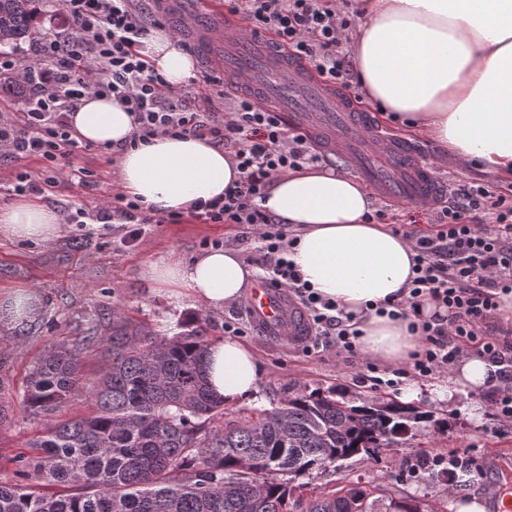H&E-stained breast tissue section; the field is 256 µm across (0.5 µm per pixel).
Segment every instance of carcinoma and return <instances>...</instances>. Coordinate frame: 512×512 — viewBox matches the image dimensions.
Wrapping results in <instances>:
<instances>
[{"mask_svg": "<svg viewBox=\"0 0 512 512\" xmlns=\"http://www.w3.org/2000/svg\"><path fill=\"white\" fill-rule=\"evenodd\" d=\"M33 2L0 0V48L31 39ZM108 331L83 338L107 357L87 414L53 417L79 389L77 349L56 344L33 362L21 404L43 424L14 458L16 481L0 480V512H351L354 503L379 512L373 491H323L304 503L290 483L432 421L392 398L304 389L209 430L224 399L208 386L202 329L158 338L117 317Z\"/></svg>", "mask_w": 512, "mask_h": 512, "instance_id": "cac0c4a2", "label": "carcinoma"}]
</instances>
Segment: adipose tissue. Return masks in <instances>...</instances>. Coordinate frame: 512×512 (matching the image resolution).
<instances>
[{
  "label": "adipose tissue",
  "mask_w": 512,
  "mask_h": 512,
  "mask_svg": "<svg viewBox=\"0 0 512 512\" xmlns=\"http://www.w3.org/2000/svg\"><path fill=\"white\" fill-rule=\"evenodd\" d=\"M363 8L353 43L360 91L441 144L449 165L474 162L512 180V0H363ZM141 55L172 87L189 86L197 77L192 57L168 32L144 39ZM69 122L78 140L100 146L124 142L134 131L132 114L111 97L86 99ZM240 177L228 153L194 136H158L118 160L125 194L186 215ZM264 207L291 224L298 240L289 260L314 291L352 315L362 350L388 366L407 362L418 349L409 319L377 308L406 288L415 253L386 225L365 223L370 200L361 184L308 165L274 181ZM62 230L57 212L36 198L0 211L5 238L48 244ZM255 274L229 249L206 251L188 263L169 259L152 269L157 283L187 288L213 310L238 302ZM206 371L225 403L257 391V358L237 340L210 344ZM494 383L493 365L467 350L429 393L452 404Z\"/></svg>",
  "instance_id": "adipose-tissue-1"
}]
</instances>
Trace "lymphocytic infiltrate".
<instances>
[{"instance_id": "f902f5d3", "label": "lymphocytic infiltrate", "mask_w": 512, "mask_h": 512, "mask_svg": "<svg viewBox=\"0 0 512 512\" xmlns=\"http://www.w3.org/2000/svg\"><path fill=\"white\" fill-rule=\"evenodd\" d=\"M59 6L72 34L44 37L35 63L23 67L11 55L0 54V71L11 72L15 83L28 91L21 115H0V158L36 157L46 164L40 182L17 173L13 192L40 194L73 180L89 186L88 169H59L61 161L89 149L73 138L69 123L71 113L89 96L114 97L133 113L131 145L158 135H191L231 150L242 180L230 183L223 196L199 203L194 219L238 227L239 240L256 244L267 279L304 308L310 330L334 337L339 351L357 357L358 332L349 317L302 281L288 259L294 235L284 219L261 205L274 178L322 163L311 139L290 131L279 113L241 95L228 97L223 81L208 74L203 80L221 110L191 107L188 93L168 86L138 53L142 39L161 25L148 18L144 0H60ZM224 7L245 21L250 35L272 34L289 55L321 77L352 86L344 37L352 20L337 13L334 0H224ZM64 211L66 223L90 219L129 246L140 238L142 225L182 220L180 213L158 212L122 193L91 212L72 203ZM432 215L433 230L407 234L416 252L413 277L408 297L394 307L404 317L417 312L426 298L441 312L412 322L422 348L413 354L411 369H394L392 378L385 379L365 360L357 379L391 388L409 373L424 377L446 371L459 350L473 346L496 367L495 414L512 425V342L494 339L491 323L500 295L512 292V190H496L487 183L455 184Z\"/></svg>"}]
</instances>
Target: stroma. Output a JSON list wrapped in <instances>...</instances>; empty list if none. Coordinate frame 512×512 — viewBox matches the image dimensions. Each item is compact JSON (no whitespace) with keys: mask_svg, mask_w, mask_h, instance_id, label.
Here are the masks:
<instances>
[{"mask_svg":"<svg viewBox=\"0 0 512 512\" xmlns=\"http://www.w3.org/2000/svg\"><path fill=\"white\" fill-rule=\"evenodd\" d=\"M424 157L437 176L463 182L477 178L492 181L489 172L474 167H451L442 163V149L425 135H413ZM73 167L93 171L96 187L86 189L63 184L46 193L51 208L74 201L95 207L113 193L119 182L112 155L108 152H82L71 161ZM237 230L226 224H201L184 217L178 224H148L134 246L121 243L118 236L83 237L69 230L52 244L0 237V298L17 288L35 290L39 312L31 325L15 332L13 325L0 326V356L7 364L6 381L20 391L31 363L52 345L81 340L87 328L99 320L118 314L143 325L160 336H174L184 323L200 319L207 342L224 339V324L232 321L243 328L242 340L253 348L260 378L255 399L226 406L215 425L250 415L257 409H271L300 389L338 387L350 395L371 396L370 388L358 383L359 362L337 352L330 338L309 335L299 340L261 332L252 323L244 303L216 311L195 300L188 289L162 285L151 277L154 263L174 257L192 261L205 252L214 239L230 240ZM105 365L101 350L91 348L81 355L80 389L74 400L58 411V418L89 412V393ZM480 417H470L458 408L431 399L422 393V410L435 419L447 420V428L422 424L414 438L403 444L381 449L374 456L356 455L340 466L300 477L301 498L322 491L347 487L375 489L392 496H412L421 512H449L455 500L486 494L488 489L512 494V426L500 425L492 405L491 391L480 394ZM41 428L37 419L15 414L0 425V480L12 478L13 457L24 451ZM458 453L475 457L481 472L468 479L450 477L442 468H426L417 475L406 471L426 454Z\"/></svg>","mask_w":512,"mask_h":512,"instance_id":"stroma-1","label":"stroma"}]
</instances>
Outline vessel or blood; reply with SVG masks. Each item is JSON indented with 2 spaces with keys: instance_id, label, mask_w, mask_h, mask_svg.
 Instances as JSON below:
<instances>
[{
  "instance_id": "obj_1",
  "label": "vessel or blood",
  "mask_w": 512,
  "mask_h": 512,
  "mask_svg": "<svg viewBox=\"0 0 512 512\" xmlns=\"http://www.w3.org/2000/svg\"><path fill=\"white\" fill-rule=\"evenodd\" d=\"M203 49L224 52V74L233 88L252 92L259 105H277L299 131L316 137L324 151L345 161L366 185L395 202L432 204L442 186L423 165L412 141L375 133L372 113L356 105L343 91L330 88L309 67L286 51L246 35L232 19L206 9L187 24ZM385 158L384 169L367 165L366 154ZM251 318L277 336L305 333V315L285 289L260 280L248 293Z\"/></svg>"
}]
</instances>
